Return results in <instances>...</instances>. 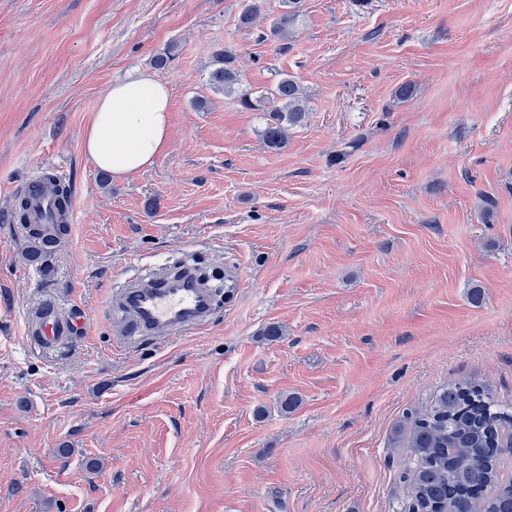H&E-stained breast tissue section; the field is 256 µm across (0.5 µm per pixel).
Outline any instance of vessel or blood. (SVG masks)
Wrapping results in <instances>:
<instances>
[{
    "instance_id": "vessel-or-blood-1",
    "label": "vessel or blood",
    "mask_w": 512,
    "mask_h": 512,
    "mask_svg": "<svg viewBox=\"0 0 512 512\" xmlns=\"http://www.w3.org/2000/svg\"><path fill=\"white\" fill-rule=\"evenodd\" d=\"M32 219L46 220L53 208L51 186L41 176L29 179L24 188ZM109 314L120 322V332L129 338L167 341L190 330L210 326L216 310V291L194 268L158 272L143 284L112 292ZM77 321L62 314L55 303H44L28 324V334L39 344L52 346L70 337Z\"/></svg>"
}]
</instances>
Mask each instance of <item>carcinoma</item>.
I'll list each match as a JSON object with an SVG mask.
<instances>
[{"label":"carcinoma","mask_w":512,"mask_h":512,"mask_svg":"<svg viewBox=\"0 0 512 512\" xmlns=\"http://www.w3.org/2000/svg\"><path fill=\"white\" fill-rule=\"evenodd\" d=\"M302 3L279 0L281 13L270 29L274 39L293 37ZM209 84L242 108L264 113L261 137L270 149L283 148L288 129L307 118V98L292 76L283 75L254 97L243 89L235 57L226 50L215 54ZM55 195L57 222L29 237L31 263H44L67 232L69 185L58 184ZM511 425L512 412L492 400L486 385L460 380L442 386L430 406L411 414L410 425L393 432L394 443L407 449L409 512H512V482L501 476L504 456L512 455Z\"/></svg>","instance_id":"carcinoma-1"}]
</instances>
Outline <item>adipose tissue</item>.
I'll return each instance as SVG.
<instances>
[{"instance_id": "ef3b65f1", "label": "adipose tissue", "mask_w": 512, "mask_h": 512, "mask_svg": "<svg viewBox=\"0 0 512 512\" xmlns=\"http://www.w3.org/2000/svg\"><path fill=\"white\" fill-rule=\"evenodd\" d=\"M170 108L167 83L129 70L100 96L83 135L84 154L117 179L151 168L168 147Z\"/></svg>"}]
</instances>
